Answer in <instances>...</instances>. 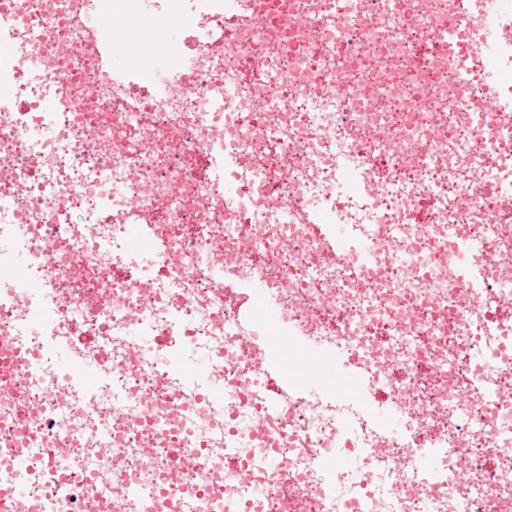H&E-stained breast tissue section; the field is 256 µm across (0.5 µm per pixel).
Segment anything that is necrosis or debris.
<instances>
[{
	"mask_svg": "<svg viewBox=\"0 0 512 512\" xmlns=\"http://www.w3.org/2000/svg\"><path fill=\"white\" fill-rule=\"evenodd\" d=\"M139 2L0 0V489L32 490L0 512H512V319L487 318L512 308V112L447 54L479 0H239L220 44ZM277 336L336 374L274 390ZM198 353L204 383L175 369Z\"/></svg>",
	"mask_w": 512,
	"mask_h": 512,
	"instance_id": "necrosis-or-debris-1",
	"label": "necrosis or debris"
}]
</instances>
